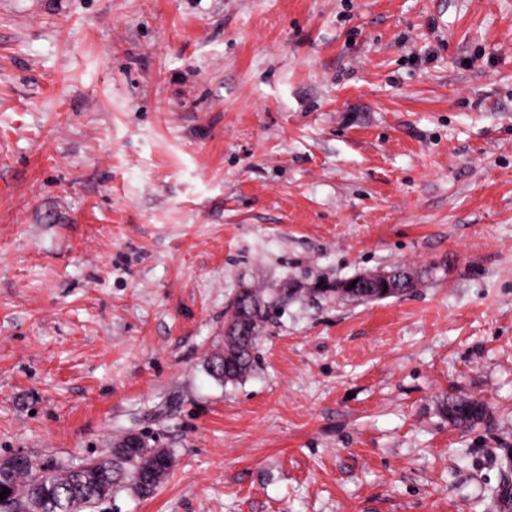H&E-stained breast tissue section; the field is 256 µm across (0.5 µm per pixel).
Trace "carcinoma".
Returning <instances> with one entry per match:
<instances>
[{
    "label": "carcinoma",
    "mask_w": 512,
    "mask_h": 512,
    "mask_svg": "<svg viewBox=\"0 0 512 512\" xmlns=\"http://www.w3.org/2000/svg\"><path fill=\"white\" fill-rule=\"evenodd\" d=\"M396 270L399 271L397 288L389 293L391 297L405 295L416 287L411 272L401 266ZM232 308L241 310L250 343L239 352L233 340L224 337V351L239 352L237 365L228 370L223 364V354L207 356L206 370L219 382L238 380L251 371L261 324L268 317L270 305L255 293L244 291L236 297ZM442 411L451 424L467 427L484 417L485 405L472 398H450L442 404ZM157 454L158 449L142 435L137 447L119 455L104 453L77 465L49 458L34 462L30 468H16L9 477L0 480V492H8L6 499L0 500V512H86L125 488L148 497L159 488L174 465L172 455L168 464L157 465Z\"/></svg>",
    "instance_id": "carcinoma-1"
}]
</instances>
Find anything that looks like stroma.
<instances>
[{
    "label": "stroma",
    "instance_id": "stroma-1",
    "mask_svg": "<svg viewBox=\"0 0 512 512\" xmlns=\"http://www.w3.org/2000/svg\"><path fill=\"white\" fill-rule=\"evenodd\" d=\"M131 431L175 466L93 512H498L512 0H0V454ZM398 271H401L398 275V282L397 286L398 288L393 289V291L387 295L379 296V295H370V296H364L359 291V296L353 297L356 299L366 300V301H373V300H382L389 297H395V296H402L410 292L413 288H416V281L414 276L411 272H409L405 267L398 266L395 268ZM232 308H239L242 313V322L250 336L249 346L239 351L233 345L230 337L224 336V352L214 353L205 359L208 373L217 381H234L248 374L254 363V351L261 338V324L266 321L271 306L261 301L252 291L241 292L232 304ZM227 351L238 352L237 365L226 371L223 354ZM442 411L448 415L451 424L467 427L484 417L485 405L472 398H448L442 404Z\"/></svg>",
    "mask_w": 512,
    "mask_h": 512
}]
</instances>
